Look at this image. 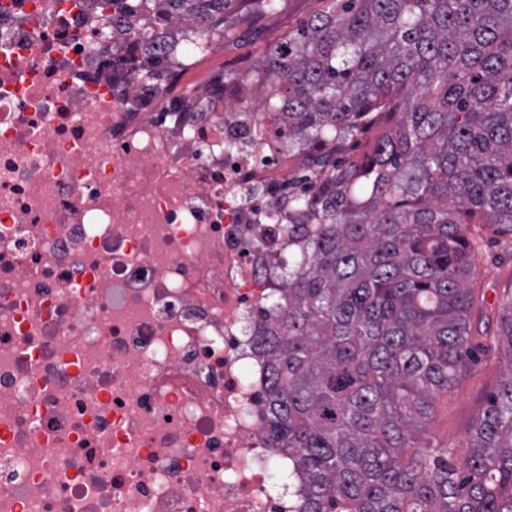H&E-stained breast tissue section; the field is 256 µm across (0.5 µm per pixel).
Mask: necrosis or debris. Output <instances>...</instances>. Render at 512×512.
<instances>
[{"instance_id": "necrosis-or-debris-1", "label": "necrosis or debris", "mask_w": 512, "mask_h": 512, "mask_svg": "<svg viewBox=\"0 0 512 512\" xmlns=\"http://www.w3.org/2000/svg\"><path fill=\"white\" fill-rule=\"evenodd\" d=\"M223 53L197 2L0 0V512H299L256 341L301 158Z\"/></svg>"}]
</instances>
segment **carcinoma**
<instances>
[{
	"instance_id": "cac0c4a2",
	"label": "carcinoma",
	"mask_w": 512,
	"mask_h": 512,
	"mask_svg": "<svg viewBox=\"0 0 512 512\" xmlns=\"http://www.w3.org/2000/svg\"><path fill=\"white\" fill-rule=\"evenodd\" d=\"M267 77L304 164L260 339L303 512H512V373L465 450L425 439L483 342L512 362V287L475 280L512 236V0H328ZM499 237L487 231L484 234V247L479 257L478 285L484 288L491 304L495 292L510 288L512 282V250L503 248Z\"/></svg>"
}]
</instances>
